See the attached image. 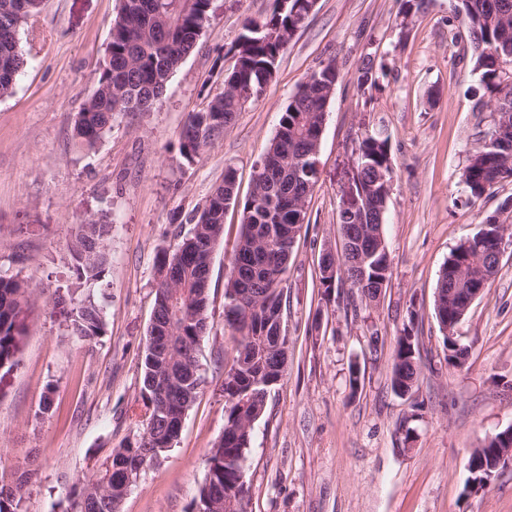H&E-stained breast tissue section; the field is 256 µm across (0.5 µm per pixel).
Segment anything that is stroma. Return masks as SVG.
Returning <instances> with one entry per match:
<instances>
[{
    "label": "stroma",
    "mask_w": 512,
    "mask_h": 512,
    "mask_svg": "<svg viewBox=\"0 0 512 512\" xmlns=\"http://www.w3.org/2000/svg\"><path fill=\"white\" fill-rule=\"evenodd\" d=\"M273 0H213L197 47L149 111L116 122L93 150L73 120L94 91L119 0H43L20 31L28 65L0 100V272L26 281L28 326L19 364L0 379V472L36 465L23 512H65L67 494L94 477L113 448L135 439L142 362L154 309L156 263L174 250L233 168L240 195L274 137L289 97L312 72H340L319 148L320 178L292 249L284 290L288 362L256 422L245 463L249 512H512V468L479 493L466 463L482 439L512 426V237L499 272L455 329L469 350L448 367L435 318L451 251L512 198V181L469 203L462 172L490 113H476L471 46L455 41L465 16L425 0L408 28L406 0H317L260 95L194 162L180 151L190 112L224 89L245 18ZM384 70L361 92L357 69ZM390 137L394 178L383 226L392 275L377 304L349 285L323 293L318 263L340 240L336 215L353 182L358 137ZM113 221L103 280L88 293L103 329L73 336L55 293L76 287L70 253L80 222ZM240 211L224 215L210 271L212 325L197 358L201 384L172 448L141 474L120 512H190L206 457L224 432V372L236 338L224 325L227 265ZM418 338L415 387L395 394L390 372L404 325ZM361 383L351 389V365Z\"/></svg>",
    "instance_id": "obj_1"
}]
</instances>
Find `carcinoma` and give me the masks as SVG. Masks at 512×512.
<instances>
[{
	"label": "carcinoma",
	"instance_id": "cac0c4a2",
	"mask_svg": "<svg viewBox=\"0 0 512 512\" xmlns=\"http://www.w3.org/2000/svg\"><path fill=\"white\" fill-rule=\"evenodd\" d=\"M300 0H275L272 11L249 18L235 45L237 60L224 79L225 90L206 108L188 115L179 138L181 155L192 163L219 138L275 73L283 52V38L301 21ZM42 0H0V98L12 94L16 79L27 65L20 45L22 26L35 18ZM452 11L468 19L473 70L479 74L478 104L489 109L492 122L469 156L463 179L469 200L492 193L512 179V0H450ZM211 18V0H121L110 21V42L93 94L74 121L77 141L92 149L129 112H146L167 92L172 74L197 46ZM339 71L329 61L314 71L290 96L278 130L260 158L265 178L241 199L236 173L231 167L194 217V224L172 252L164 250L156 272L167 270V280L156 282L153 320L142 364L141 397L144 415L138 438L112 450L102 470L74 487L67 512H118L124 493L119 491L123 472L140 469L159 459L178 438L182 422L200 385L197 352L208 333L209 274L207 257L224 231L226 202L240 208L241 231L229 261L224 289L226 326L237 337L233 362L224 376V433L209 450L207 473L193 512H215L213 507L236 500L248 487L238 483L244 468L252 429L266 411L263 382L283 376L288 358L287 335L280 334L283 319L284 283L288 255L277 248L281 230L303 225L306 203L318 182L315 149L325 122L324 104L335 88ZM359 84L378 83L371 58L358 68ZM362 166V187L371 208L361 225L342 211L337 214L340 230L367 227L377 235L365 239L368 262L357 272L350 287L362 294H377L390 277V259L379 223L387 196L380 193L378 174L391 180L389 136H364L355 148ZM512 223V211L502 206L499 214L485 219L480 229L459 244L448 257L437 287L446 292L448 270L464 268L472 279L493 282L498 266L494 250L503 225ZM112 228L105 213L93 215L78 225L70 246L79 283L98 282L104 277L107 240ZM334 267L333 281L319 277V287L329 292L342 283L341 267L333 257L321 261L320 269ZM80 288L55 298V305L70 306L73 335L88 340L102 329L99 307L78 297ZM26 283L17 276L0 274V371L9 374L18 364L25 325L19 315L26 300ZM446 363L461 368L465 348H457L449 337ZM412 328L404 326L397 337L391 367V388L397 394L411 390L418 377V358ZM30 473L17 477L0 474V512H20L24 487Z\"/></svg>",
	"mask_w": 512,
	"mask_h": 512
}]
</instances>
